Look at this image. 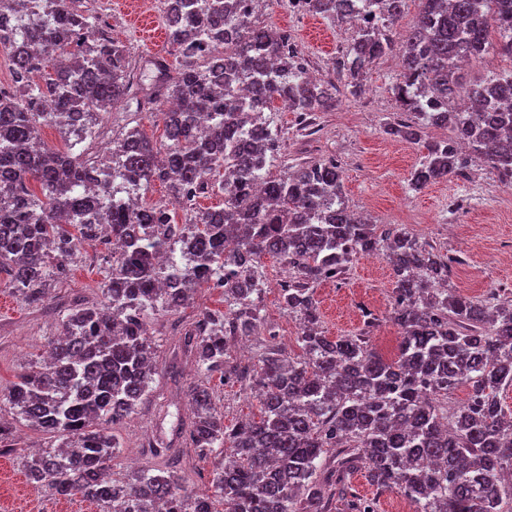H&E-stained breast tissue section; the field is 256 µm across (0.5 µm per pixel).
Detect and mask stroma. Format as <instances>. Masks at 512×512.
<instances>
[{
	"mask_svg": "<svg viewBox=\"0 0 512 512\" xmlns=\"http://www.w3.org/2000/svg\"><path fill=\"white\" fill-rule=\"evenodd\" d=\"M102 18L108 19L112 34L127 45L138 77L150 76L147 58L165 54L166 45L146 40L142 24L163 27L160 0H103ZM265 24L288 31L299 46L310 70L327 76L331 63L346 43L347 26L313 14L305 19L293 17L288 0H271L262 15ZM396 68L392 57H384L363 74L364 92L354 98L340 94L333 111L318 115L320 131L312 137L298 134L295 117L288 111L273 113L282 151L281 163L317 161L336 157L343 171L345 201L355 211L369 212L374 223L402 224L441 252L459 256L452 269L449 287L460 294L481 299L490 291L512 290V205H497L500 183L495 171L483 160L472 163L468 173L431 183L419 191L408 188V181L422 155L420 146L388 136L386 121L398 110L392 85ZM101 246L81 249L70 276L51 283L48 308L37 309L19 299L10 288L0 285V391L7 389L22 368L42 361L48 340L70 302L97 304L102 300L108 264ZM265 292L261 303L263 320L278 322L276 339L265 335L250 337V364H257L268 342L297 351L300 333L298 319L284 309L278 279L282 266L272 258L265 261ZM394 281L383 259L363 254L354 258L343 280L323 282L314 288L320 328L326 336L337 338L358 333L363 325V310L379 318L371 338L373 348L383 358H394L401 330L389 318ZM224 294L218 288L198 289L192 305L181 313H163L152 321V339L159 369L144 401L136 411L114 429L119 443L112 461L111 477L131 474L133 469H157L164 459L141 455L137 466L126 462L128 443L172 440L182 421L188 419L187 394L197 382L194 358L183 347L172 324H189L204 309H220ZM215 403L228 423L252 418L258 413L254 387L223 383L212 379ZM15 449L6 454L8 469H0V512H91L93 504L81 496L54 497L32 483L18 484L25 470L21 452L26 448L50 446L48 436L23 420H15ZM224 460L221 451L201 457L193 449L180 452L179 467L189 490L210 492L213 472Z\"/></svg>",
	"mask_w": 512,
	"mask_h": 512,
	"instance_id": "1",
	"label": "stroma"
}]
</instances>
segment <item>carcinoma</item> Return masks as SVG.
Here are the masks:
<instances>
[{
  "label": "carcinoma",
  "mask_w": 512,
  "mask_h": 512,
  "mask_svg": "<svg viewBox=\"0 0 512 512\" xmlns=\"http://www.w3.org/2000/svg\"><path fill=\"white\" fill-rule=\"evenodd\" d=\"M16 2L0 0V15L17 16L15 27L0 28L14 81L0 89V273L38 306L50 281L70 275L83 245L100 243L99 224L119 244L102 303L68 309L47 362L0 393L18 417L60 440L23 456L30 482L53 495L79 494L100 512H215L214 496L224 512H333L338 503L341 512H375L349 482L363 468L371 484L405 496L416 512H512V416L499 397L512 386V304L493 292L473 300L451 291L444 284L461 258L403 227L353 217L335 159L273 173L281 140L264 116L278 101L313 135L315 113L336 108L337 83L362 95V74L397 51L399 113L385 129L424 148L410 189L463 174L461 140L511 177L512 71L465 85L454 61L491 50L512 57V0H420L402 33L404 0H366L377 8L376 25L352 32L333 63L336 80L322 83L306 78L288 32L237 0H162L179 67L154 57L161 80L146 94L126 45L79 0H45L30 12ZM310 2L334 21L346 0ZM151 96L177 105L162 116L166 142L136 126L121 130L101 161L100 194L85 195L89 169L74 149L98 128V115ZM45 99L54 111L39 109ZM253 101L262 109L253 111ZM44 124L69 146L39 144ZM429 125L452 134L427 142ZM155 181L166 184L168 203L130 210L115 198ZM215 188L224 203L185 207L184 222L176 221L186 197ZM138 225L150 231L140 234ZM180 243L188 247L184 266L166 274L158 255ZM360 253L380 255L393 273L390 318L402 330L394 360L370 345L378 322L371 313L353 336L333 340L319 330L314 286L342 280ZM267 256L291 275L281 294L300 321V353L273 343L256 367L240 371L229 365L227 342L260 323ZM167 276L181 287H164ZM212 282L224 289V310L201 311L182 342L200 373L185 440L201 455L232 449L212 480L214 496L191 495L174 461L157 474L105 478L118 448L107 425L135 411L158 370L151 317L189 306ZM215 374L249 378L259 418L224 423L208 386ZM461 385L469 399L450 412L448 394Z\"/></svg>",
  "instance_id": "carcinoma-1"
}]
</instances>
